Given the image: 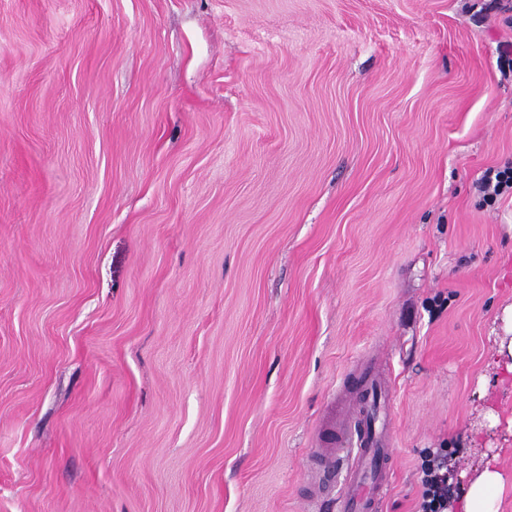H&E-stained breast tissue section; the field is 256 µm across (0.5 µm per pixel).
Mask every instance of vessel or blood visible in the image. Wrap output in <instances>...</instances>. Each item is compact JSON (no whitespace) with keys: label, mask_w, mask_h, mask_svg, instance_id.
I'll use <instances>...</instances> for the list:
<instances>
[{"label":"vessel or blood","mask_w":512,"mask_h":512,"mask_svg":"<svg viewBox=\"0 0 512 512\" xmlns=\"http://www.w3.org/2000/svg\"><path fill=\"white\" fill-rule=\"evenodd\" d=\"M362 403L353 393L342 396L336 414L325 425L326 446L319 460L326 472L342 473L339 512H376L387 495L393 474V458L387 446L389 430L357 433L353 424Z\"/></svg>","instance_id":"obj_1"}]
</instances>
